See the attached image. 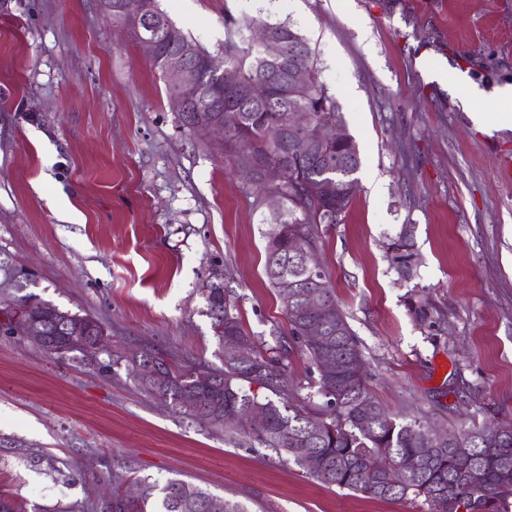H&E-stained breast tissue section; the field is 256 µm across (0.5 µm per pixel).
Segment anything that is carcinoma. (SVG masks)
I'll return each instance as SVG.
<instances>
[{
    "label": "carcinoma",
    "mask_w": 512,
    "mask_h": 512,
    "mask_svg": "<svg viewBox=\"0 0 512 512\" xmlns=\"http://www.w3.org/2000/svg\"><path fill=\"white\" fill-rule=\"evenodd\" d=\"M265 28L285 37L288 44L301 43L309 54L312 79L308 95L270 107L256 105L231 109L223 100L207 97L219 84L218 74L201 69L194 75L202 88L199 98L179 114L182 127L209 121L224 128V145L237 155L252 158L245 170L248 180L266 190L263 171L276 160L284 168L283 181L274 186L282 196L284 219L274 225L266 245L265 275L283 303L289 334L305 347L318 373V395L322 402H309L288 392V349L277 344L264 348L244 327L233 290L224 286L223 274L215 269L209 277L217 287L205 295L206 316L211 320L219 344L229 337L243 344L242 356L224 355L222 366L205 368L186 365L154 349L140 351V364L151 365L163 380L153 395L182 409L194 396L201 408L184 411L190 419L212 426L238 425L239 413L259 406L266 412L262 425L249 426L248 437L273 451L280 462L305 467L314 457L317 464L306 473L326 483L380 499L421 498L429 512H512V424L498 427H459L449 433L452 442L433 445L430 425L416 417L390 414L371 394L364 376L352 371L361 358L355 333L347 315L339 308L324 272L312 273L304 254L316 248L312 227L339 224L356 195V177L361 157L352 135L339 142L320 143L309 154L298 156L289 143L290 113L303 111L313 122H345L335 96L319 80L315 52L303 35L287 22ZM224 72L233 73L246 85L258 78H281L288 73V59L268 62L251 38H229L224 42ZM415 225L403 224L385 236L390 268L402 280L415 276L419 257ZM30 305L31 325L45 336L57 327L78 319L79 314L56 308L49 321L39 318V305L47 301L35 293L17 296ZM410 314L429 336L446 331L447 315L420 289L407 297ZM322 327L324 343L316 345L306 335L308 323ZM214 378V386L203 392L198 375ZM399 470L402 484L387 483V471ZM139 499L129 504L124 493H112V504L97 506V512H212L218 496L196 485L171 480L160 486L143 480Z\"/></svg>",
    "instance_id": "cac0c4a2"
}]
</instances>
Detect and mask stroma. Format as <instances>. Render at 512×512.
<instances>
[{"mask_svg": "<svg viewBox=\"0 0 512 512\" xmlns=\"http://www.w3.org/2000/svg\"><path fill=\"white\" fill-rule=\"evenodd\" d=\"M216 60L249 23L288 22L315 51L362 159L341 223L316 255L348 315L377 400L450 430L512 422V130L488 131L446 84L512 85V0H159ZM275 199L219 136L182 128L146 48L102 0H0V258L30 291L99 320L120 353L219 365L204 313L212 267L250 335L287 338L265 274ZM415 227L417 275L398 279L384 232ZM448 313L430 336L407 309ZM127 481L178 479L247 512H428L323 483L241 431L197 423L126 369L49 355L0 333V491L25 512H92ZM407 307L410 314L420 327L430 336H439L446 331L447 315L434 304L425 289L410 294L407 297Z\"/></svg>", "mask_w": 512, "mask_h": 512, "instance_id": "35a3bbf8", "label": "stroma"}]
</instances>
